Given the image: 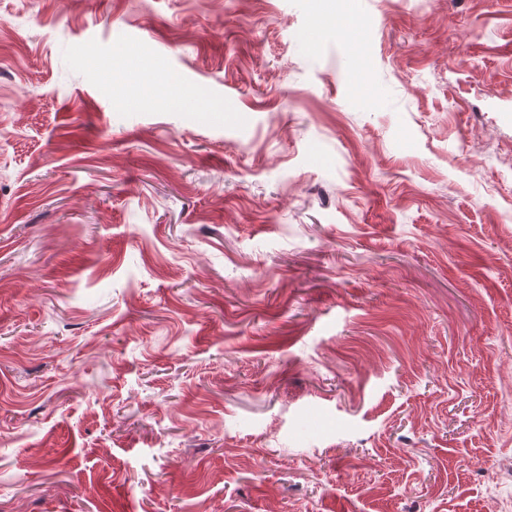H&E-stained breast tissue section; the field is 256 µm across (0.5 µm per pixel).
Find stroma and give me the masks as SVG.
Masks as SVG:
<instances>
[{
    "label": "stroma",
    "instance_id": "1",
    "mask_svg": "<svg viewBox=\"0 0 512 512\" xmlns=\"http://www.w3.org/2000/svg\"><path fill=\"white\" fill-rule=\"evenodd\" d=\"M336 2L0 0V512H512V0Z\"/></svg>",
    "mask_w": 512,
    "mask_h": 512
}]
</instances>
